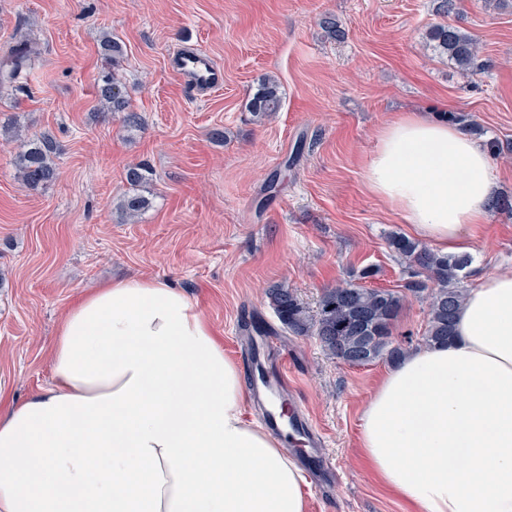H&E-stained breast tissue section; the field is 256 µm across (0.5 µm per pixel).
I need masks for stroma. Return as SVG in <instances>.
<instances>
[{
	"mask_svg": "<svg viewBox=\"0 0 512 512\" xmlns=\"http://www.w3.org/2000/svg\"><path fill=\"white\" fill-rule=\"evenodd\" d=\"M335 16L337 40L320 25ZM481 43V74L427 50L439 21ZM125 49L118 71L127 113L103 111L111 65L104 33ZM33 45L24 79L0 85V399L20 402L51 383L49 349L68 310L113 278H165L181 288L243 365L245 326L272 330L292 387L325 440L326 467H304L307 512H409L367 470L362 411L390 365L349 366L316 337L287 332L266 289L282 283L309 313L325 289L374 268L366 286L396 289L407 272L387 238L410 224L374 195L365 167L377 136L406 112L474 116L481 144L512 143V0H462L439 17L434 0H0V57ZM208 49L224 87L196 100L168 62L183 42ZM279 80L280 112L255 120L248 101ZM52 136L57 179L21 180L19 137ZM139 165L147 207L123 220L126 173ZM278 176L279 190L265 185ZM465 287L512 270V218L489 212L471 239ZM424 303L394 328L420 347Z\"/></svg>",
	"mask_w": 512,
	"mask_h": 512,
	"instance_id": "obj_1",
	"label": "stroma"
}]
</instances>
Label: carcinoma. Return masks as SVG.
<instances>
[{
    "instance_id": "cac0c4a2",
    "label": "carcinoma",
    "mask_w": 512,
    "mask_h": 512,
    "mask_svg": "<svg viewBox=\"0 0 512 512\" xmlns=\"http://www.w3.org/2000/svg\"><path fill=\"white\" fill-rule=\"evenodd\" d=\"M426 44L433 51L448 57L458 68L478 70L480 44L474 35L455 25L438 24L426 33ZM106 59L119 63L123 54L120 42L106 34L101 43ZM29 51L14 48L0 60V82H15L29 69ZM101 104L107 112H124L128 100L116 78L103 81ZM282 94L278 80L269 76L254 94L250 109L258 118L269 117L280 110ZM59 146L48 135L22 143L17 165L22 181L36 190L58 176L55 158ZM143 181L141 168L128 172L131 191L123 196L120 209L126 218L136 216L147 200L137 192ZM390 249L408 266L409 276L403 290L370 288L363 281L375 272L366 267L359 274L326 289L316 314L311 315L294 292L284 284L266 290L270 307L281 325L295 336H315L324 352L332 359L349 365L351 358L373 347V360L397 362L405 349L395 340L393 331L409 298L426 304L427 327L422 340L426 345L446 343L455 334L458 311L465 297L462 272L471 258L467 254L448 255L404 236L389 237Z\"/></svg>"
}]
</instances>
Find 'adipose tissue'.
I'll use <instances>...</instances> for the list:
<instances>
[{
	"mask_svg": "<svg viewBox=\"0 0 512 512\" xmlns=\"http://www.w3.org/2000/svg\"><path fill=\"white\" fill-rule=\"evenodd\" d=\"M370 190L444 251L497 190L484 148L418 112ZM51 384L0 405V512H306V479L244 414L237 365L169 281L116 280L62 320ZM364 463L413 512H512V271L467 290L452 342L408 352L363 411Z\"/></svg>",
	"mask_w": 512,
	"mask_h": 512,
	"instance_id": "adipose-tissue-1",
	"label": "adipose tissue"
}]
</instances>
